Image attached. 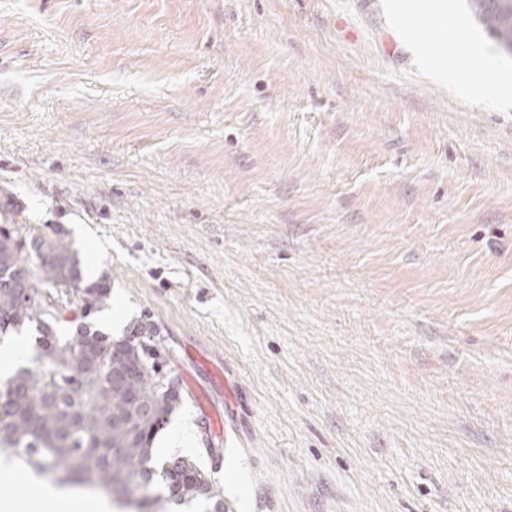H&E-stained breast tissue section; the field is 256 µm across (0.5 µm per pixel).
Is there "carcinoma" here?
<instances>
[{"mask_svg":"<svg viewBox=\"0 0 512 512\" xmlns=\"http://www.w3.org/2000/svg\"><path fill=\"white\" fill-rule=\"evenodd\" d=\"M469 2L497 49L512 56V0ZM110 294L103 280L83 282L64 238L0 225V335L30 324L37 332L33 356L0 379V448L53 471L59 485L102 487L136 512L167 501L224 512V498L193 461L153 465L154 437L182 402L178 379L158 367L155 325L136 321L114 338L80 323L70 339L56 336L51 297H75L86 318Z\"/></svg>","mask_w":512,"mask_h":512,"instance_id":"carcinoma-1","label":"carcinoma"}]
</instances>
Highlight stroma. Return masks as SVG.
<instances>
[{
	"mask_svg": "<svg viewBox=\"0 0 512 512\" xmlns=\"http://www.w3.org/2000/svg\"><path fill=\"white\" fill-rule=\"evenodd\" d=\"M451 53L386 0H0V221L159 328L230 512H512V102ZM498 60L491 55H480L474 64L473 61L463 62L448 69V88L465 96L481 99L490 87V82L501 73Z\"/></svg>",
	"mask_w": 512,
	"mask_h": 512,
	"instance_id": "stroma-1",
	"label": "stroma"
}]
</instances>
